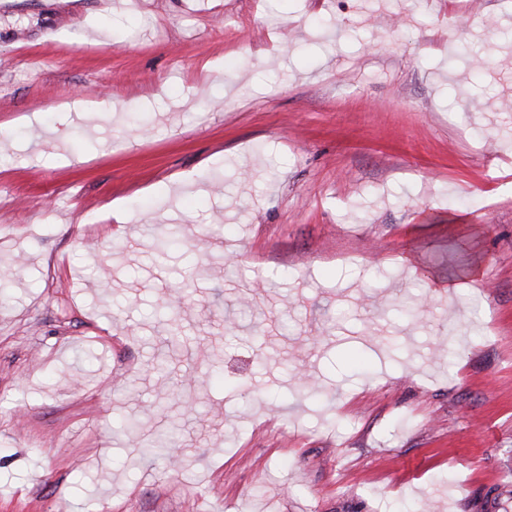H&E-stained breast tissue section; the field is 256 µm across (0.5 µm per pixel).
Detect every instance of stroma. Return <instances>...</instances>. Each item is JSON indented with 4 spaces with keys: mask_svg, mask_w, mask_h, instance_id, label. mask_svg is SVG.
<instances>
[{
    "mask_svg": "<svg viewBox=\"0 0 512 512\" xmlns=\"http://www.w3.org/2000/svg\"><path fill=\"white\" fill-rule=\"evenodd\" d=\"M506 102L512 0H12L0 512H512ZM177 447L174 433H159L142 444L140 453L143 457L154 459L162 456H170L171 449Z\"/></svg>",
    "mask_w": 512,
    "mask_h": 512,
    "instance_id": "obj_1",
    "label": "stroma"
}]
</instances>
